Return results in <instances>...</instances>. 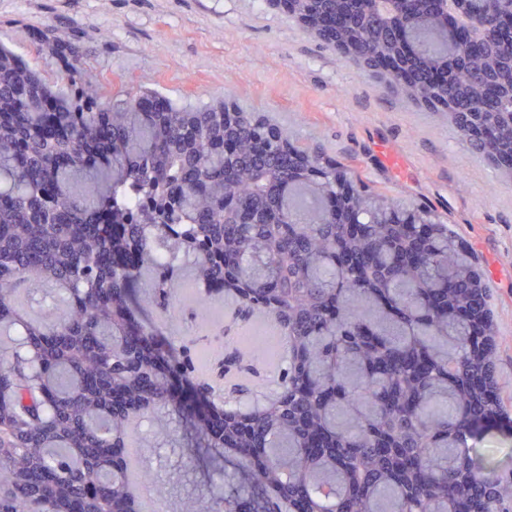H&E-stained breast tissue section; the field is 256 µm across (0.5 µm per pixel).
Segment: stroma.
Here are the masks:
<instances>
[{
    "label": "stroma",
    "mask_w": 512,
    "mask_h": 512,
    "mask_svg": "<svg viewBox=\"0 0 512 512\" xmlns=\"http://www.w3.org/2000/svg\"><path fill=\"white\" fill-rule=\"evenodd\" d=\"M51 29L78 40L109 89H139L202 107L226 100L294 130L299 145L351 161L364 182L410 209L433 208L475 254L495 331L493 371L512 418V180L482 160L429 106L347 62L269 0H0V47L50 85L61 68L37 49ZM129 461L167 488L170 512L206 499L224 479L223 459L195 447L185 421L156 407L141 423ZM486 466L512 464V425L474 443Z\"/></svg>",
    "instance_id": "obj_1"
}]
</instances>
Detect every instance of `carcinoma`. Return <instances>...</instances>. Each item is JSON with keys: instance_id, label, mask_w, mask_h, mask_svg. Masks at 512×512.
Masks as SVG:
<instances>
[{"instance_id": "cac0c4a2", "label": "carcinoma", "mask_w": 512, "mask_h": 512, "mask_svg": "<svg viewBox=\"0 0 512 512\" xmlns=\"http://www.w3.org/2000/svg\"><path fill=\"white\" fill-rule=\"evenodd\" d=\"M313 23L344 12L347 60L369 65L409 44L416 61L401 94L421 101L429 67L448 72V121L476 153L512 176V44L489 34L492 12L512 0H469L457 24L487 44L480 57L448 43L443 17L420 0H296ZM42 46L64 64V105L36 71L0 48V330L22 334L0 357V512H85L127 504L123 448L137 416L160 403L194 430L199 446L238 459L248 499H212L228 512H512V466L489 469L472 442L498 423L495 338L479 330L486 287L473 255L431 213L416 214L348 172L358 194L344 212L323 158L263 137L266 123L239 112L150 109L112 95L83 52L49 30ZM504 104L480 112L483 83ZM240 211L224 210V195ZM125 251L114 261L113 251ZM191 267L221 287L244 277L246 309L288 340L282 391L257 409L228 402L220 432L185 414L153 372L144 337L151 316ZM52 283L68 307L49 326L24 318L20 284ZM187 376V345L166 339ZM124 398L123 414L112 406ZM324 440V451L305 449Z\"/></svg>"}]
</instances>
